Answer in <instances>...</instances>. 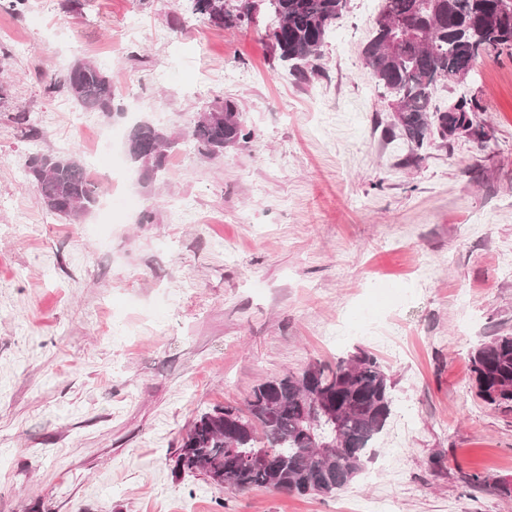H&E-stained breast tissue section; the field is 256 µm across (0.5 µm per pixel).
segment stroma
<instances>
[{"instance_id":"obj_1","label":"stroma","mask_w":512,"mask_h":512,"mask_svg":"<svg viewBox=\"0 0 512 512\" xmlns=\"http://www.w3.org/2000/svg\"><path fill=\"white\" fill-rule=\"evenodd\" d=\"M379 5L349 0L302 78L263 27L179 0L0 9V512H512L495 490L512 480V412L476 396L468 361L512 333V54L434 95L475 98V134L411 149L364 64ZM77 59L106 71L126 117L47 93ZM218 98L254 136L207 159L186 132ZM137 119L175 139L159 176L111 144ZM33 153L94 173L81 223L45 207ZM358 346L390 375L393 414L343 491L176 471L201 412Z\"/></svg>"}]
</instances>
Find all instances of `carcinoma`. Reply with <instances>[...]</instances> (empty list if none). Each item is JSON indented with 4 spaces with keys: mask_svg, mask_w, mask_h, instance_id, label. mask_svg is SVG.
Instances as JSON below:
<instances>
[{
    "mask_svg": "<svg viewBox=\"0 0 512 512\" xmlns=\"http://www.w3.org/2000/svg\"><path fill=\"white\" fill-rule=\"evenodd\" d=\"M384 2L392 20L376 24L365 64L406 141L420 147L433 128L444 139L472 131L471 100L461 98L439 112L431 109L432 94L441 83L467 80L481 56L512 50V11L504 10V0ZM347 5L348 0H239L226 10L224 0H190L186 9L218 27L242 28L264 18L275 57L292 75L304 77ZM48 90L64 91L89 112L124 114L111 80L90 61H74ZM209 111L224 117L199 118L187 132L201 156H220L252 139L235 101L218 99ZM130 136L155 150L150 158L136 156L148 174L167 167L171 135L142 122ZM25 168L47 208L69 223H78L96 206L97 187L78 158L31 154ZM469 362L477 396L494 409L512 410V334L478 342ZM325 404L335 409L340 425L320 415ZM392 405V383L383 365L358 347L333 364L315 363L260 382L241 407L228 403L201 414L181 439L176 466L200 471L211 481L221 476L224 489L234 492L272 485L288 494L332 495L365 469ZM329 440L333 447H321ZM256 448L268 449L270 467L251 459Z\"/></svg>",
    "mask_w": 512,
    "mask_h": 512,
    "instance_id": "1",
    "label": "carcinoma"
}]
</instances>
